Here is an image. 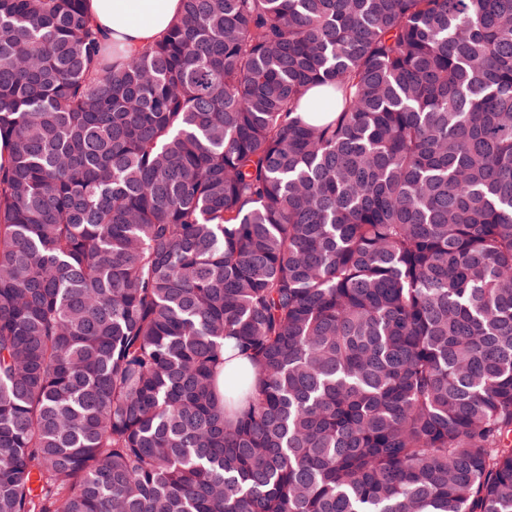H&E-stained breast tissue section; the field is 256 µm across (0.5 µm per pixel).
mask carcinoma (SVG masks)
<instances>
[{"label": "carcinoma", "instance_id": "cac0c4a2", "mask_svg": "<svg viewBox=\"0 0 512 512\" xmlns=\"http://www.w3.org/2000/svg\"><path fill=\"white\" fill-rule=\"evenodd\" d=\"M82 2L0 0V512H512V0ZM84 10L96 28L128 54L166 32L180 16L182 0H86Z\"/></svg>", "mask_w": 512, "mask_h": 512}]
</instances>
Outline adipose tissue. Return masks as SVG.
I'll list each match as a JSON object with an SVG mask.
<instances>
[{
  "label": "adipose tissue",
  "instance_id": "1",
  "mask_svg": "<svg viewBox=\"0 0 512 512\" xmlns=\"http://www.w3.org/2000/svg\"><path fill=\"white\" fill-rule=\"evenodd\" d=\"M96 28L123 52L150 44L180 16L182 0H85Z\"/></svg>",
  "mask_w": 512,
  "mask_h": 512
}]
</instances>
